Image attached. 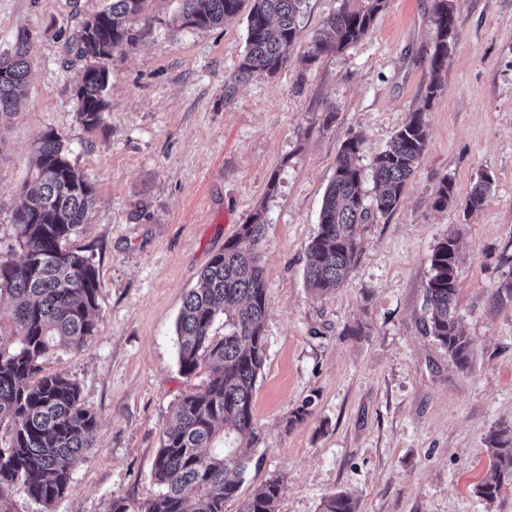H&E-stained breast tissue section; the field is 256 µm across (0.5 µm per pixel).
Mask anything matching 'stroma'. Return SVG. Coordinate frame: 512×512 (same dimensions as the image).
Wrapping results in <instances>:
<instances>
[{"label":"stroma","mask_w":512,"mask_h":512,"mask_svg":"<svg viewBox=\"0 0 512 512\" xmlns=\"http://www.w3.org/2000/svg\"><path fill=\"white\" fill-rule=\"evenodd\" d=\"M453 2L458 40L428 102L436 0H386L365 37L312 63L309 42L343 0H306L286 66L230 94L244 16L188 28L182 0H149L135 44L105 63L108 108L90 130L74 96L85 63L67 45L104 0H0V53L25 34L32 58L18 112L0 124V253L15 240L12 212L36 141L53 131L93 188L68 246L99 274L97 335L43 364L78 384L98 420L96 445L51 510L16 487L15 512H107L112 500L137 506L158 494L162 434L178 400L209 375L180 373L178 314L257 209L267 297L253 393L259 440L224 512L275 477L284 481L277 512H318L339 491L358 512H512V483L492 501L477 492L493 475L484 440L512 422V300L496 297L512 278V0ZM418 110L429 145L398 208L359 227L345 282L313 296L305 250L342 142L362 138V192L372 200L375 156ZM483 177L489 196L466 213ZM444 178L455 198L439 209ZM451 235L457 315L473 343L466 370L424 328L431 254Z\"/></svg>","instance_id":"1"}]
</instances>
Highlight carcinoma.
<instances>
[{"instance_id": "cac0c4a2", "label": "carcinoma", "mask_w": 512, "mask_h": 512, "mask_svg": "<svg viewBox=\"0 0 512 512\" xmlns=\"http://www.w3.org/2000/svg\"><path fill=\"white\" fill-rule=\"evenodd\" d=\"M148 0H107L72 35L71 49L94 63L75 87L78 116L88 128L103 121L108 70L104 61L135 41L132 27ZM305 0H184L182 24L208 28L240 14L246 16V47L225 88L255 75L274 77L300 39L299 17ZM353 9L344 0L311 40L307 61L356 44L373 26L386 0H361ZM433 78L425 88L431 102L442 90L441 73L457 39L456 18L449 0H438ZM31 69L28 41L17 40L11 53L0 55V123L16 115ZM429 144L423 110L412 113L390 144L376 155L374 203L361 193L359 159L363 140L342 143L333 178L325 191L316 235L306 247L305 284L316 296L341 286L355 262L357 227L391 214ZM491 182L483 177L467 195L466 208L481 207ZM92 187L76 171L61 137L43 134L35 147L31 186L13 209L14 246L20 258L0 255V302L13 305L11 326L0 324V425L10 428L0 438V512H13L9 491L21 484L28 498L51 506L70 487L74 464L98 434L95 414L81 401L75 382L43 373L44 358L56 349L76 350L98 331V272L91 259L67 248L86 223ZM454 197L453 185L440 181L434 207ZM265 231L262 213H252L237 237L214 255L196 288L186 295L177 320L180 371L193 375L206 365L210 374L196 391L178 401L173 423L158 448L153 478L160 491L143 506L114 500L108 512H224V502L237 497L242 476L252 461L258 432L253 389L264 365L263 321L267 311L266 280L258 247ZM426 286L430 311L427 332L448 351L461 369L471 362L472 341L459 328L457 244L452 237L431 256ZM224 316L227 331L213 338L212 328ZM232 439L229 451L222 444ZM494 477L477 493L492 500L504 480H512V424H502L486 437ZM283 479L265 481L242 501L239 512H276ZM319 512H357L356 501L339 492L323 497Z\"/></svg>"}]
</instances>
